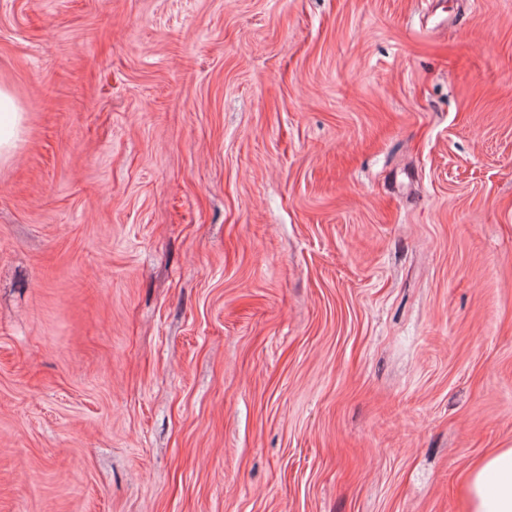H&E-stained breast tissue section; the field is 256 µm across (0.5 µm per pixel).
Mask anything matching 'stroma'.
<instances>
[{"instance_id":"obj_1","label":"stroma","mask_w":512,"mask_h":512,"mask_svg":"<svg viewBox=\"0 0 512 512\" xmlns=\"http://www.w3.org/2000/svg\"><path fill=\"white\" fill-rule=\"evenodd\" d=\"M0 88V512H466L512 0H0ZM21 114L9 93L0 88V162L13 157L15 141L21 131Z\"/></svg>"}]
</instances>
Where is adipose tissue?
<instances>
[{"label":"adipose tissue","mask_w":512,"mask_h":512,"mask_svg":"<svg viewBox=\"0 0 512 512\" xmlns=\"http://www.w3.org/2000/svg\"><path fill=\"white\" fill-rule=\"evenodd\" d=\"M468 512H512V448L477 460L466 479Z\"/></svg>","instance_id":"obj_1"}]
</instances>
